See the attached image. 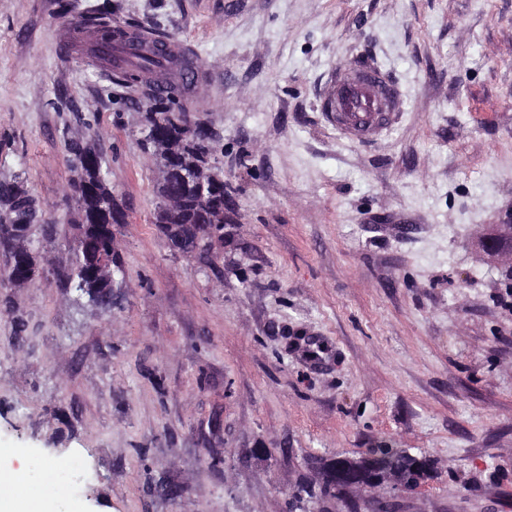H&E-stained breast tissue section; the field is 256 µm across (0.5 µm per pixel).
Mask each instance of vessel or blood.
Returning <instances> with one entry per match:
<instances>
[{"label":"vessel or blood","instance_id":"1","mask_svg":"<svg viewBox=\"0 0 512 512\" xmlns=\"http://www.w3.org/2000/svg\"><path fill=\"white\" fill-rule=\"evenodd\" d=\"M328 118L350 135L367 138L388 128L402 105L399 91L380 71L337 68Z\"/></svg>","mask_w":512,"mask_h":512}]
</instances>
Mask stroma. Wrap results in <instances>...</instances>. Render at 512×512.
I'll return each mask as SVG.
<instances>
[{"mask_svg":"<svg viewBox=\"0 0 512 512\" xmlns=\"http://www.w3.org/2000/svg\"><path fill=\"white\" fill-rule=\"evenodd\" d=\"M106 4L194 49L186 111L219 133L231 196L219 254L171 248L138 90L66 41ZM340 66L401 91L380 136L327 121ZM86 142L128 215L106 307L58 278ZM16 181L45 260L0 288V462L24 461L50 512H290L322 462L384 441L437 474L373 500L512 512V256L476 246L512 211V0H0V184ZM74 457L80 479L48 492L45 467Z\"/></svg>","mask_w":512,"mask_h":512,"instance_id":"35a3bbf8","label":"stroma"}]
</instances>
